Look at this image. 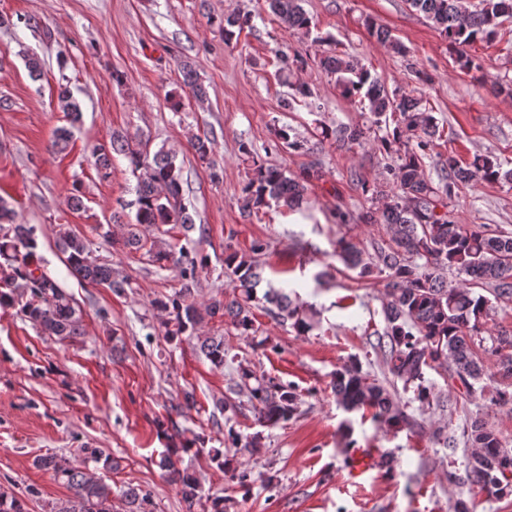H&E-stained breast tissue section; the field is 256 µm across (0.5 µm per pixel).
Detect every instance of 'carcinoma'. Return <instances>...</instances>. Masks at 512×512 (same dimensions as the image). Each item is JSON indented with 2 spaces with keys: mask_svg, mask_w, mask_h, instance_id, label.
<instances>
[{
  "mask_svg": "<svg viewBox=\"0 0 512 512\" xmlns=\"http://www.w3.org/2000/svg\"><path fill=\"white\" fill-rule=\"evenodd\" d=\"M461 2L408 0L451 47L461 50L456 63L460 70L470 72L480 64L465 49L477 41L492 42L498 37L500 24L512 20V0H478L469 11L461 9ZM264 3L285 27L304 35L311 32L313 17L304 8V0ZM216 23L229 40L250 26V16L228 10ZM367 27L379 42L403 57L407 55V48L388 29L374 23ZM281 62L280 72L294 75L308 65V55L298 51ZM318 65L326 74L336 76V86L344 97L356 100L360 108L373 115L377 128H385L376 141L380 153L389 160L386 169L392 187H371L361 176L352 174L363 193L371 194L373 207L357 216L338 208L334 218L342 226L386 224L392 233V244L378 246L372 254L359 249L345 235L336 240L335 248L336 256L347 269L357 272L358 279L368 280L377 274L387 277L385 326L378 336L377 348L389 374L402 382L404 390H413L421 404L430 406L444 402V396L426 379L425 372L444 366L448 368V387L461 395L487 397L489 405L496 408L512 407V333L499 330L489 334L486 329L497 306L512 302V233L457 224L446 212L454 188L479 181L511 184L512 168L503 169L492 155L476 156L462 163L450 153L441 158L439 184H433L423 166L439 125L432 112L422 106V99L389 91L349 54H323ZM181 68L193 96L203 101L206 91L197 82L192 63L185 61ZM58 108L67 125L57 128L52 148L63 152L72 138L71 128L81 121V109L66 87L59 89ZM321 135L348 150L369 144L367 131L359 126L324 125ZM274 136L276 148L299 152L308 145L290 126L275 128ZM188 144L194 158L209 170L211 180L220 181L221 169L211 159L214 139L192 134ZM148 146L147 140L114 132L109 140L95 145L92 155L102 181L112 176L115 154L127 157L134 170H144L135 200L123 205L125 209H136L135 221L125 220L122 211L113 212L110 223L120 227V236L106 231L102 238L111 245L143 252L150 265L175 271L178 287L151 302L163 315L166 340L173 342L184 336L196 340L200 353L219 368L224 366V339L203 333L207 316H224L236 335L248 338L256 336L254 310L261 308L299 336L311 332L316 325L313 311L304 309L282 289L258 291L263 281L259 256L265 251V244L260 241L252 244L248 254L225 245L224 272L231 294L225 300L197 302L199 273L207 266V256L186 247L176 252L156 236V231L168 224L186 232L197 230L201 235L206 229L196 226L185 203L186 180L182 165L177 163V151L162 146L152 153ZM239 151L251 162L240 190V211L246 219L272 203L301 208L309 189L325 177L317 164L288 175L258 159L245 142L240 143ZM15 218L10 203L0 197V307L13 306L22 299L21 313L42 334L61 340L83 335L81 311L63 286L34 261L36 226L18 224ZM56 238L65 262L79 280L109 288L116 294L131 287L129 279L114 271L111 264L92 258L87 239L69 225H57ZM447 270L462 275V279L447 280L443 276ZM486 354L499 358L494 373L485 367ZM238 378L237 387L230 393L243 394L246 400L224 398V412L235 416L247 408L264 427L286 424L299 414L301 399L294 386L267 381L243 365L239 366ZM486 380L495 383L489 397L482 385ZM332 387L336 404L348 412L371 409L374 420L389 429L415 425L396 393L370 379L355 356L336 367ZM462 436L475 448L465 466V481L495 497L511 495L512 448L503 444L498 431L477 415L462 427ZM226 437L232 446L251 452L262 444L260 432L243 438L230 428ZM177 461V450H169L161 456L159 465L178 476L184 501L191 506L203 501L207 512H226L224 496L204 493L196 476L179 470ZM38 465L72 492L70 498L52 504L49 512H112V486L91 472L85 462L46 456L38 459ZM123 496L126 503L134 506L130 512H146L149 498L140 489L129 485ZM0 512H27V508L22 499L1 490Z\"/></svg>",
  "mask_w": 512,
  "mask_h": 512,
  "instance_id": "cac0c4a2",
  "label": "carcinoma"
}]
</instances>
